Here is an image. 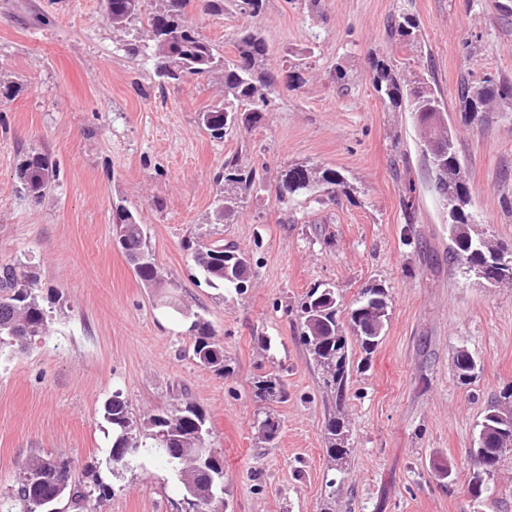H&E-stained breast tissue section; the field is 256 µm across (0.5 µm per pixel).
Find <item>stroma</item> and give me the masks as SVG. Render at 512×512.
<instances>
[{"label": "stroma", "mask_w": 512, "mask_h": 512, "mask_svg": "<svg viewBox=\"0 0 512 512\" xmlns=\"http://www.w3.org/2000/svg\"><path fill=\"white\" fill-rule=\"evenodd\" d=\"M407 16L415 36L392 34ZM226 59L243 19L189 12ZM269 69L305 70L261 123L216 140L198 114L224 97L223 78L159 88L152 63L129 55L102 0H0V267L28 272L51 297L49 329L24 353L0 350V503L32 457L67 462L72 481L102 479L101 512H183L176 474L151 450L111 470L103 404L121 391L134 419L181 399L205 414L224 460L223 512H512V449L473 499L469 450L491 399L512 392V285L464 275L448 259V215L434 191L411 113L388 109L372 60L424 77L448 113L476 233L512 245V100L465 123L461 80L512 84V0H266L252 21ZM48 153L56 180L34 203L16 178L27 152ZM236 157L261 190L223 221L216 178ZM336 169L335 199L281 204L278 172ZM137 212L166 287L137 279L112 234V210ZM218 242L250 261L238 294L206 283L189 243ZM351 304L378 285L390 318L372 353L352 350L347 399L321 386L297 328V302L317 284ZM175 297L179 310L166 308ZM209 322L229 358L223 376L193 357L190 316ZM476 360L460 381L458 350ZM280 376L286 396L254 395ZM280 421L261 442L265 412ZM351 430L344 479L328 468L325 426ZM450 465L449 478L438 465ZM255 395L262 401L282 400L286 395L283 382L279 375L268 373L254 383Z\"/></svg>", "instance_id": "stroma-1"}]
</instances>
